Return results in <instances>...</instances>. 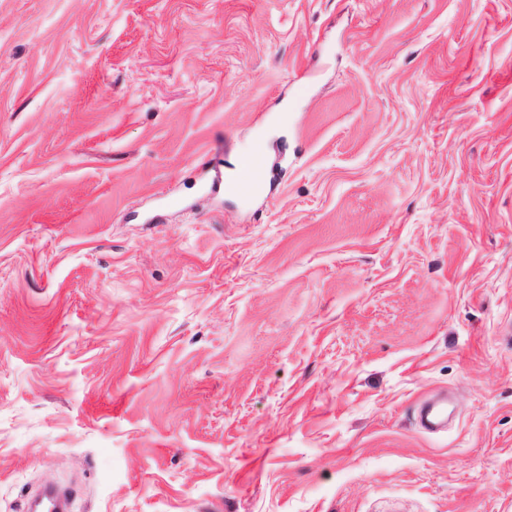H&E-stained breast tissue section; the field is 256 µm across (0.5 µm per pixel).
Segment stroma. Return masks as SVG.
<instances>
[{"instance_id": "1", "label": "stroma", "mask_w": 512, "mask_h": 512, "mask_svg": "<svg viewBox=\"0 0 512 512\" xmlns=\"http://www.w3.org/2000/svg\"><path fill=\"white\" fill-rule=\"evenodd\" d=\"M49 482L512 512V0H0V512ZM265 159V147L257 141L251 152L239 162L237 176L226 187L227 191L239 197H251L258 193L260 175Z\"/></svg>"}]
</instances>
